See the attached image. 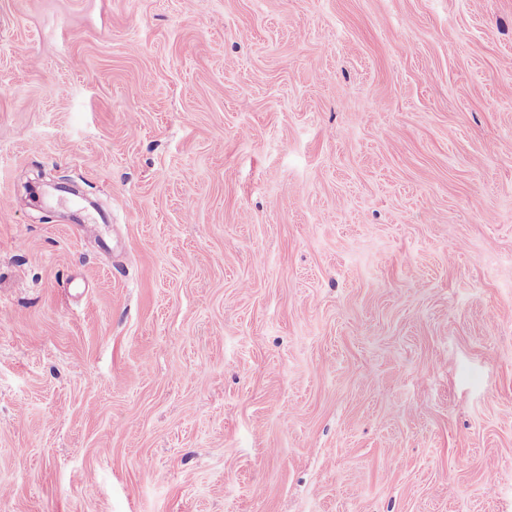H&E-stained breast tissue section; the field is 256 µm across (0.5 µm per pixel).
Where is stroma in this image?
Segmentation results:
<instances>
[{"label":"stroma","mask_w":512,"mask_h":512,"mask_svg":"<svg viewBox=\"0 0 512 512\" xmlns=\"http://www.w3.org/2000/svg\"><path fill=\"white\" fill-rule=\"evenodd\" d=\"M1 486L512 512V0H0Z\"/></svg>","instance_id":"stroma-1"}]
</instances>
